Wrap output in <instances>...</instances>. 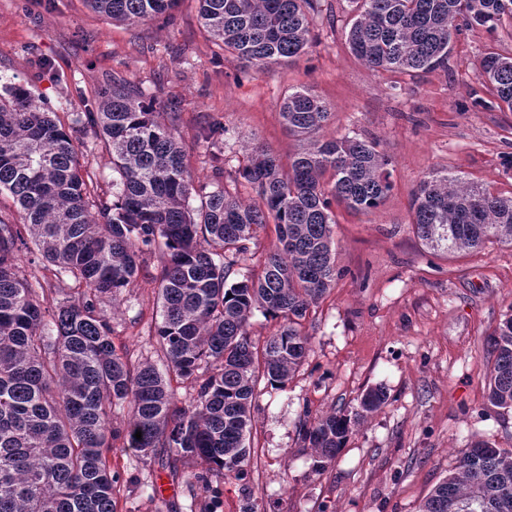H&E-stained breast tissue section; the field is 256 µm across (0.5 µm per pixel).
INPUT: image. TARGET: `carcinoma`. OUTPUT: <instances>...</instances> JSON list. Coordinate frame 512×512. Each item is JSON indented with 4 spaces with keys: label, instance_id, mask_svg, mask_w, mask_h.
Returning a JSON list of instances; mask_svg holds the SVG:
<instances>
[{
    "label": "carcinoma",
    "instance_id": "obj_1",
    "mask_svg": "<svg viewBox=\"0 0 512 512\" xmlns=\"http://www.w3.org/2000/svg\"><path fill=\"white\" fill-rule=\"evenodd\" d=\"M115 22L144 24L179 0H84ZM351 53L372 70H448L452 36L475 26L493 32L512 18V0H348ZM201 26L221 50L263 72L292 63L315 43L319 0H198ZM477 76L512 111V56L489 54ZM281 117L293 136L310 140L288 173L265 147L250 148L235 179L256 189L258 203L226 191L201 207L184 150L174 135L177 112L124 80L98 92L65 127L25 85L0 84V195L9 193L21 223L0 219V512H117L109 457L114 442L144 454L167 448L211 470H237L261 380L282 388L298 372L308 338L297 329L341 276L336 270L332 206L377 208L392 188L391 159L374 142L314 138L331 117L304 88L288 94ZM92 132L112 152L119 187L112 200L90 199L92 178L73 133ZM417 236L448 254L495 239L512 244V196L456 176L430 174L411 203ZM274 224L278 246L254 278L228 282L246 260L256 230ZM34 245L54 266L57 284L36 291L20 275L19 252ZM160 250L156 335L170 377L149 362L130 367L112 341L100 300L134 286L146 255ZM261 308L283 324L259 347L247 334ZM491 405L512 409V314L491 338ZM194 383L178 404L172 379ZM388 400L367 389L359 409H338L301 425L304 448L322 469L336 458L366 414ZM126 403L124 429L110 407ZM141 439H136V431ZM419 512H512V449L474 442L437 484Z\"/></svg>",
    "mask_w": 512,
    "mask_h": 512
}]
</instances>
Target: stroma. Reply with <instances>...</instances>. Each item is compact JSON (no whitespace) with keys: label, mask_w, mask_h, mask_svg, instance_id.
<instances>
[{"label":"stroma","mask_w":512,"mask_h":512,"mask_svg":"<svg viewBox=\"0 0 512 512\" xmlns=\"http://www.w3.org/2000/svg\"><path fill=\"white\" fill-rule=\"evenodd\" d=\"M349 20L346 0H321L309 54L257 72L207 39L197 0H180L172 20L145 25L112 23L84 0H0V83L24 84L63 123L116 78L178 104L174 134L195 186L191 206L224 187L255 199L234 180L245 145H264L284 163L301 149L280 114L297 88L328 107L323 136L378 141L393 161L381 206L332 207L342 275L302 323L304 365L286 387L260 384L242 472L211 473L162 448L146 457L119 447L109 459L117 512H418L475 441L512 448V409L492 406L486 392L490 336L512 314V245L438 252L417 237L411 212L420 182L437 171L512 194V112L491 107L495 95L475 74L485 54L512 55V20L493 33L476 27L453 37L447 70L411 73L377 72L356 59ZM215 122L228 133L210 144L200 133ZM77 148L99 194L111 197L108 145L89 133ZM215 154L223 170H215ZM159 269V254L149 255L137 284L100 307L129 363L162 371ZM376 385L387 403L316 469L302 422L355 409Z\"/></svg>","instance_id":"1"}]
</instances>
